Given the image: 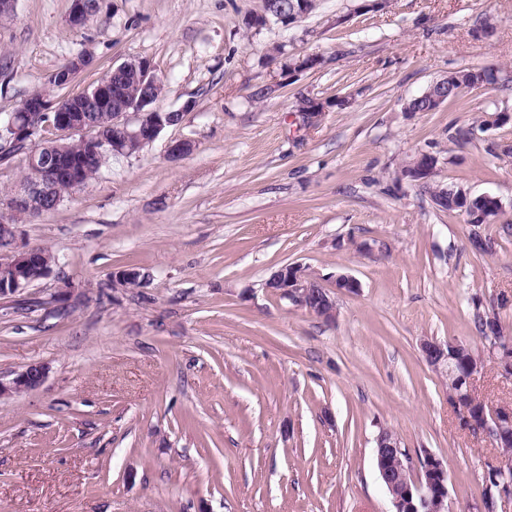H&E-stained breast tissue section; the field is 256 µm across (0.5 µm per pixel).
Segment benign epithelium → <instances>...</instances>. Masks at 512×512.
<instances>
[{"mask_svg": "<svg viewBox=\"0 0 512 512\" xmlns=\"http://www.w3.org/2000/svg\"><path fill=\"white\" fill-rule=\"evenodd\" d=\"M311 11L310 0H295L294 10L283 12H261L251 19L257 27L277 21L285 26L296 23ZM69 22L75 28H82L88 22L85 0H73ZM93 62L90 50L79 53L68 62L65 82H70ZM112 74L129 77L140 89L139 95H112L110 79H101L82 93L80 102L71 97L48 101L35 94L22 101L3 125L8 135L0 141V154L14 152L15 148L28 143L40 146L28 153L29 164L42 170L44 177L30 181L9 198L0 200V244L13 245L17 236L18 223L13 216L25 212L40 216L45 199L52 197L53 184L59 177L79 180V169L71 165L61 167L65 161L60 138L79 137L88 143L93 151L108 150L116 156H129L146 144L154 141L165 126V110L157 106L150 89L159 84L150 62L144 58H128L112 66ZM112 111L115 134L110 139L102 137L95 130L90 113ZM44 112L55 116L57 138L49 139L43 133L37 117ZM193 150V143L187 139L175 140L167 147L168 158L179 159ZM480 199L487 203L480 217L486 224L492 223L501 211L500 200L490 194ZM58 258L43 260L34 247L15 248L0 258V297L18 296L35 282L48 277ZM118 283L125 288H139L145 283V276L136 268L122 271ZM334 288L338 292L355 294L359 291L358 280L347 274L336 275ZM268 289L294 306L304 309L326 321L336 319V301L330 290L315 288V279L299 264L284 265L277 280ZM424 360L432 367L446 373L453 371L455 362L453 349L459 344L446 341L437 343L423 338L419 343ZM483 371V358H474L467 368L466 390L455 396L451 403L458 410L461 420L475 433L485 435L490 442L512 438V411L503 407L487 406L478 395L475 380ZM47 377V367L42 363L28 365L14 378L5 382L0 379V399L14 397L40 387ZM374 457L376 470L389 492L391 512H451L448 502V464L435 454L424 451L413 458L403 453L396 435L387 429L380 430L375 437Z\"/></svg>", "mask_w": 512, "mask_h": 512, "instance_id": "1", "label": "benign epithelium"}]
</instances>
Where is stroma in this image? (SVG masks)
I'll use <instances>...</instances> for the list:
<instances>
[{
	"instance_id": "35a3bbf8",
	"label": "stroma",
	"mask_w": 512,
	"mask_h": 512,
	"mask_svg": "<svg viewBox=\"0 0 512 512\" xmlns=\"http://www.w3.org/2000/svg\"><path fill=\"white\" fill-rule=\"evenodd\" d=\"M361 4L320 0L252 30L262 0H101L80 30L72 0H17L0 18L1 120L87 49L93 65L59 96L140 57L161 107L185 111L18 228L17 246L59 264L0 298V378L49 367L0 400V512H390L373 460L383 427L447 462L452 512H483L499 451L460 427L419 341L487 350L475 321L491 308L512 337V157L496 151L512 145V0ZM310 55L322 65L290 70ZM483 68L499 83L406 111L448 73ZM305 98L332 106L310 125ZM184 138L193 151L170 160ZM422 152L438 159L432 187L498 197L495 221L465 223L398 182ZM286 264L361 288L336 294L328 323L265 290ZM130 267L145 287L116 283ZM48 368L42 363L28 365L10 381L4 382L0 378V400L14 397L40 387L48 373Z\"/></svg>"
}]
</instances>
